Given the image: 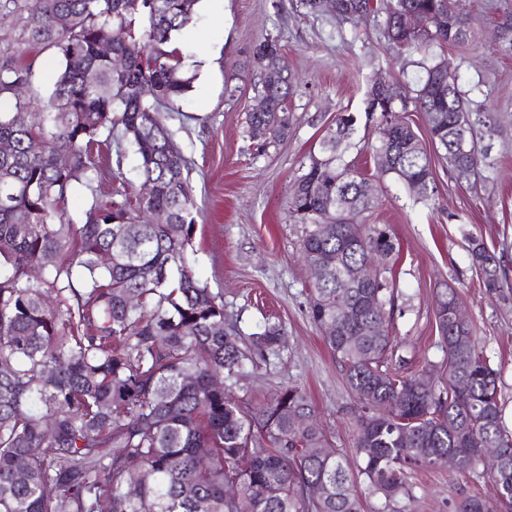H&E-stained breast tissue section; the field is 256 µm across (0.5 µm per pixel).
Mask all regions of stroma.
Masks as SVG:
<instances>
[{"label": "stroma", "instance_id": "stroma-1", "mask_svg": "<svg viewBox=\"0 0 512 512\" xmlns=\"http://www.w3.org/2000/svg\"><path fill=\"white\" fill-rule=\"evenodd\" d=\"M456 4L481 23L475 42L447 47L445 54L460 68L471 110L498 116L494 136L480 140L497 168L476 185L457 182L442 151L428 143L423 113L408 112L432 160L435 193L427 201L403 182L377 174L367 149L379 137L377 121L363 117L371 77L403 83L419 74V53L390 45L380 18L340 21L329 13H303L292 0H196L192 22L171 43L182 70L193 78L191 90L161 118L188 160L197 206L190 247L196 275L223 292L225 314L245 333L268 320L285 332L274 354L246 368L236 395L252 407L267 404L282 387L304 388L332 447L347 455L354 452L358 404L308 316L311 279L300 250L303 226L291 209L297 177L344 112L358 118L357 146L348 158L373 188L374 206L361 221L389 225L398 242L390 325L410 371L441 376L444 354L434 309L438 293L454 288L485 356L500 372L503 424L512 431V56L502 53L496 28L512 0ZM20 29L16 18L0 20V51L30 66L31 90L48 99L61 60L25 42ZM266 38L278 41L296 85L288 101V138L259 154L246 124L256 104L250 51ZM110 154L101 148L108 163L95 195L104 201L117 189L142 187L131 149H123L118 163ZM472 235L502 258L497 291L486 290L471 264ZM413 482L405 512H453L464 496L494 494L489 477L444 465L418 471Z\"/></svg>", "mask_w": 512, "mask_h": 512}]
</instances>
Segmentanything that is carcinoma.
<instances>
[{"mask_svg":"<svg viewBox=\"0 0 512 512\" xmlns=\"http://www.w3.org/2000/svg\"><path fill=\"white\" fill-rule=\"evenodd\" d=\"M195 0H0V17L25 15L24 37L58 55L61 70L43 123L18 116L31 99L15 94L30 83V67L0 58V140L14 152L0 156V512H364L370 495L379 512H401L413 498V474L441 456L456 470L482 465L481 450L498 449L490 473L494 499L464 497L455 512H512V435L502 423L493 369L471 322L459 323L453 290L438 298L434 317L444 352L445 380L420 383L404 371L391 336L386 278L397 251L380 224L358 218L372 208L369 181L345 161L355 146L356 118L342 114L319 142L299 176L291 208L304 226L301 250L312 288L309 317L340 365L360 407L351 463L329 444L305 390L283 388L273 402L243 407L234 394L247 363L280 347L284 331L267 322L243 337L224 314V293L201 283L189 247L196 203L187 160L160 112L184 97L172 38L192 19ZM311 13L351 21L383 14L394 46L429 53L444 44L465 47L478 19L455 0H300ZM415 11L431 29L406 36L401 16ZM146 19L137 30L134 16ZM512 54V13L500 23ZM112 47L121 59L98 53ZM253 91L266 110L248 115L256 149L288 137L293 75L276 41L252 49ZM422 75L393 89L404 109L425 114L431 141L445 154L456 181L494 164L486 155L457 154L474 142L475 127L494 131L488 112H473L457 68L439 56L420 63ZM151 85L146 97L142 86ZM380 138L370 146L378 169L434 192L431 160L403 119L378 109ZM138 156L143 182L158 185L144 197L118 190L102 203L94 183V145L112 144L115 130ZM38 139L43 147L31 151ZM92 195L85 221L65 204L75 185ZM160 210L166 224H146ZM467 250L485 288H500L501 257L477 237ZM379 256L374 283L344 284L342 268ZM343 296L350 311L341 313ZM132 297L135 304H128ZM215 374L224 384L211 383ZM320 489L318 497L309 488ZM137 495H130V490Z\"/></svg>","mask_w":512,"mask_h":512,"instance_id":"cac0c4a2","label":"carcinoma"}]
</instances>
